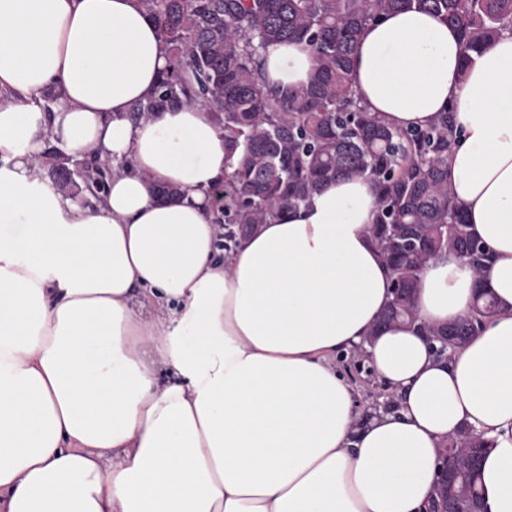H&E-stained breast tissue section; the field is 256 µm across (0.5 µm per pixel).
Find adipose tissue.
<instances>
[{"mask_svg": "<svg viewBox=\"0 0 512 512\" xmlns=\"http://www.w3.org/2000/svg\"><path fill=\"white\" fill-rule=\"evenodd\" d=\"M264 58L272 86L315 64L303 41ZM169 63L137 0H0V512H424L465 427L490 446L486 512H512V27L467 63L456 28L394 12L354 54L350 87L386 125L455 116L448 191L492 260H432L415 308L444 325L483 287L497 312L445 360L420 327H375L393 283L370 179L219 257L223 130L201 105L128 118ZM51 145L110 162L97 196L42 179ZM351 351L379 406L336 366Z\"/></svg>", "mask_w": 512, "mask_h": 512, "instance_id": "obj_1", "label": "adipose tissue"}]
</instances>
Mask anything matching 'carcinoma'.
I'll use <instances>...</instances> for the list:
<instances>
[{
  "label": "carcinoma",
  "instance_id": "cac0c4a2",
  "mask_svg": "<svg viewBox=\"0 0 512 512\" xmlns=\"http://www.w3.org/2000/svg\"><path fill=\"white\" fill-rule=\"evenodd\" d=\"M168 45L172 63L153 94L130 117L150 119L173 104L208 108L224 130L233 172L224 181V223L246 236L282 211L305 204L336 179L367 177L379 186L371 238L402 299L379 321L415 319L419 274L445 252L465 258L476 274L489 252L468 231L448 194V157L458 142L453 113L424 129L402 130L377 120L350 89L354 52L364 28L383 14L417 10L456 27L465 51L477 52L512 26V0H138ZM305 40L315 50L308 82L270 87L261 51ZM67 162L50 146L48 176L74 195L80 180L63 177ZM486 300L448 327L425 326L456 347L495 315ZM447 447H480L462 430Z\"/></svg>",
  "mask_w": 512,
  "mask_h": 512
}]
</instances>
